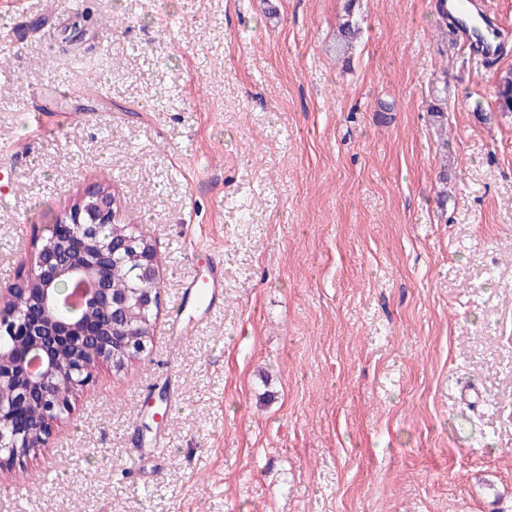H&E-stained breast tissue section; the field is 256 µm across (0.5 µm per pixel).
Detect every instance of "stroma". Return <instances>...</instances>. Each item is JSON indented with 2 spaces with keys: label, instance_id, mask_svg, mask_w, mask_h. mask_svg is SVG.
<instances>
[{
  "label": "stroma",
  "instance_id": "35a3bbf8",
  "mask_svg": "<svg viewBox=\"0 0 512 512\" xmlns=\"http://www.w3.org/2000/svg\"><path fill=\"white\" fill-rule=\"evenodd\" d=\"M88 2L69 42L68 0H0V280L102 183L161 304L0 512H512V0L492 66L437 0H356L346 61V0ZM354 0H347L346 12L348 18L342 23L336 35V55L345 57L354 45L360 33L357 21L353 20L351 12ZM495 101L500 115L512 118V72L506 73L499 82ZM223 282V274L222 269L219 265H216L211 269L210 276L207 281H204L202 283H193L191 282L186 287L189 290V295H192L196 300H198L201 288H204L205 290V300L200 301V303H203L207 308L212 306L216 295L218 294L219 288H223L222 286Z\"/></svg>",
  "mask_w": 512,
  "mask_h": 512
}]
</instances>
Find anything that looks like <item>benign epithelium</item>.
Returning <instances> with one entry per match:
<instances>
[{
	"label": "benign epithelium",
	"mask_w": 512,
	"mask_h": 512,
	"mask_svg": "<svg viewBox=\"0 0 512 512\" xmlns=\"http://www.w3.org/2000/svg\"><path fill=\"white\" fill-rule=\"evenodd\" d=\"M114 219L112 189L104 184L88 187L76 197L56 221L63 233L52 230L47 237L37 238L30 265L7 287L0 288V297L17 291L26 282L41 293V300L15 313L0 310V393L12 389L11 403L38 399L42 413L39 439L29 440L28 428L9 423L0 428V464L29 456L47 445L51 423L60 418L61 407L51 394L60 369L66 367L76 375L75 384L89 381L99 365L112 363V343L101 346L99 354L87 358L81 347L88 336L104 330L112 335V324L97 327L100 313L113 307H124L113 297L112 288L103 273L111 255L100 252V264L92 266L76 260L65 248L64 237H74L98 245V226ZM73 279L81 288L80 297L66 303L82 311L72 322L58 314L57 285Z\"/></svg>",
	"instance_id": "benign-epithelium-1"
}]
</instances>
